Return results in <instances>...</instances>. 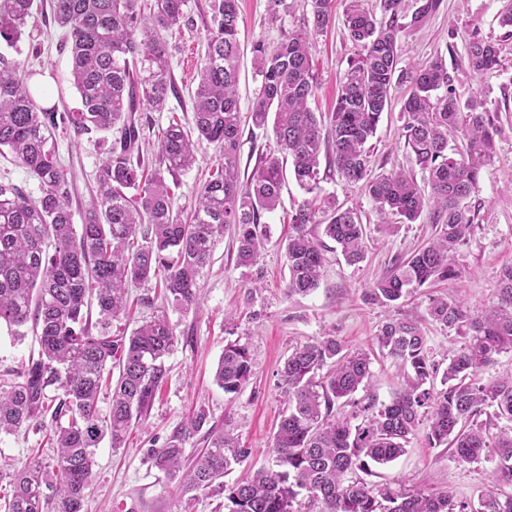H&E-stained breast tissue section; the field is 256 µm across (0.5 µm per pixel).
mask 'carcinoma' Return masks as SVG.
<instances>
[{
  "mask_svg": "<svg viewBox=\"0 0 512 512\" xmlns=\"http://www.w3.org/2000/svg\"><path fill=\"white\" fill-rule=\"evenodd\" d=\"M379 2L380 19L350 5L345 27L356 58L326 118L308 101L317 88L312 40L331 25L332 0H303L307 26L275 45L252 44L261 82L250 119L257 128L273 126L278 154L260 155L244 179L238 158L239 0H209L192 129L171 117L152 158L143 155L141 113L162 112L170 97H178L169 35L187 23V0H52V18L69 49L70 82L81 102L72 112L38 103L31 88L35 70L0 67V153L12 154L39 184L34 198L0 182V325L18 340L29 326L40 345L38 356L0 375V435L41 432L53 448L48 459L0 462V512H81L93 476V449L105 439L114 450L126 446L166 378L163 358L177 340L163 314L128 336L112 335V322L130 314L129 286L158 279L172 305H197L201 273L227 228L233 231L237 266H253L267 240L265 214L280 203L286 167L312 193L325 157L342 178L363 183L385 230L394 216L413 223L432 212L434 238L367 289L370 303L387 307L429 282L460 276L455 254L473 228L467 201L494 159L497 116L483 99L461 101L440 54L417 68L398 67L410 0ZM37 9V0H0V42L15 46ZM465 60L480 76L500 66L498 47L480 37L468 43ZM397 84L406 86L401 137L415 165L429 173L428 193L409 171L370 175L366 144ZM59 129L76 135L116 132L95 198L78 226L72 181L49 144ZM456 137L463 141L460 148L449 146ZM201 141L214 146L220 167L202 182L186 211L176 206L169 181L195 164ZM322 213L323 235L348 262L363 261L364 228L357 212L326 200ZM316 214L305 201L290 218V295L308 294L319 283L326 246L308 230ZM427 311L442 325L465 330L464 344L441 371L428 357L414 312L385 322L375 343L400 361L405 384L381 406L352 399L372 377L370 353L349 350L334 336L292 349L280 371L287 408L273 436L274 466L223 484L220 479L245 450L231 431L212 427L207 448L184 465L185 441L209 422L202 408L165 446L151 449L149 460L178 481L184 494L224 489V512H512V494L500 489L502 482L512 484V376H481L497 356L512 352V265L501 269L495 300L477 314L435 295L428 297ZM251 375L248 346L227 343L216 384L237 394ZM438 376L441 390L434 385ZM105 386L111 387V403L103 414L98 398ZM486 407L506 421L493 441L479 420ZM423 414L431 447L446 444L461 462H494L495 480L479 497L478 510L447 490L405 493L388 483L369 487L355 477L357 470L367 474L371 466L402 456ZM357 418L361 422L352 425Z\"/></svg>",
  "mask_w": 512,
  "mask_h": 512,
  "instance_id": "obj_1",
  "label": "carcinoma"
}]
</instances>
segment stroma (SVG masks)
<instances>
[{
  "label": "stroma",
  "instance_id": "obj_1",
  "mask_svg": "<svg viewBox=\"0 0 512 512\" xmlns=\"http://www.w3.org/2000/svg\"><path fill=\"white\" fill-rule=\"evenodd\" d=\"M292 8L282 22L269 20L268 0H240L242 21L239 72L240 112L243 114L239 145L240 170L250 173L259 155L275 153L272 130L253 126L248 114L260 84L252 66L250 48L262 40L278 42L288 30L303 23L301 0H290ZM209 0H188L191 26L173 34L177 50L171 61L172 73L181 96L170 99L167 111L150 113L146 137L156 142L159 130L177 115L183 124L192 120L191 95L197 83V69L204 57V34L209 21ZM350 0H334V24L316 37L313 60L318 87L311 106L331 112L339 85L354 55L344 31ZM502 0H441L439 9L421 23L408 26L400 38V64L409 67L429 60L434 54L446 56L448 73L461 97L482 95L491 111L497 112L500 135L495 140V157L483 171L480 188L468 203L474 230L456 254L461 271L458 279L420 288L410 300L431 358L448 361L463 345L462 335L433 321L425 305L427 294L437 292L449 299L463 300L471 309L490 303L498 287L502 267L512 264V36L498 24ZM28 34L10 48L0 45V59L31 67L44 94L42 106L64 112L78 107L79 97L69 83V52L61 46V32L49 10L34 13ZM499 43L503 66L498 72L479 77L465 64V48L473 36ZM405 93L396 88L391 107L383 113L376 134L369 141L370 169L380 175L397 169L413 171L420 186H427L428 174L416 169L400 134L401 106ZM107 146L98 133L57 137L56 151L73 177L72 209L75 217L92 200L96 177ZM217 166L211 145L200 144L197 163L178 177L176 202L191 207L201 179ZM319 188L308 194L296 183H288L280 205L267 213L270 237L257 264L237 267L231 236H224L214 249L210 264L203 270L199 306L178 309L163 305L153 285L134 286L135 301L130 319L113 322V334L131 333L140 318L164 310L175 328L177 340L165 358L168 376L159 389L146 419L131 431L125 448L112 450L101 443L96 450L92 485L83 512H220L224 493L217 489L187 498L176 482L151 467L150 449L163 447L169 438L198 408H206L209 423L238 435L247 458L224 476L230 485L251 470L271 465L273 433L286 409L278 386L279 371L296 343L321 336L338 337L347 348L370 349L371 339L386 320L398 318L397 308H382L365 301L364 294L374 282L401 258L407 257L433 234L428 218L415 223H394L382 230L375 205L362 185L345 181L338 174L321 169ZM331 199L338 206L356 208L365 229L366 255L363 262L348 264L339 250L326 251V262L318 288L307 295L288 294V263L282 244L291 226L289 213L297 204L313 200L322 205ZM239 341L250 348L253 374L236 394L224 393L213 381L227 343ZM373 377L358 391V398L389 402L402 380L399 364L381 353L372 355ZM427 422H420L410 435L405 453L385 466H374L367 481L371 484L401 483L404 490L435 492L450 490L457 500L477 502L493 479V465L481 460L460 463L448 446L430 447Z\"/></svg>",
  "mask_w": 512,
  "mask_h": 512
}]
</instances>
